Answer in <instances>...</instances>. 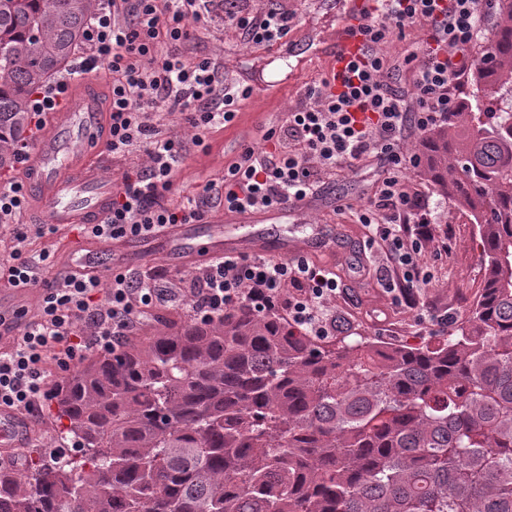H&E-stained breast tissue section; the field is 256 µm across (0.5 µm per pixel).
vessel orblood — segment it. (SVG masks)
Instances as JSON below:
<instances>
[{
  "instance_id": "vessel-or-blood-1",
  "label": "vessel or blood",
  "mask_w": 512,
  "mask_h": 512,
  "mask_svg": "<svg viewBox=\"0 0 512 512\" xmlns=\"http://www.w3.org/2000/svg\"><path fill=\"white\" fill-rule=\"evenodd\" d=\"M99 124L95 100L83 87H73L68 105L48 114L41 138L24 169L27 181L42 189L35 209L45 223L57 230L100 221L109 211L112 183L103 175L106 160L90 148ZM262 218L259 212L235 215V222L250 225V232L226 239L221 245L206 246L207 257L261 252L263 236L254 225ZM23 434L19 417L0 409V460L8 459Z\"/></svg>"
}]
</instances>
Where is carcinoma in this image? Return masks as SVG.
I'll return each instance as SVG.
<instances>
[{"mask_svg":"<svg viewBox=\"0 0 512 512\" xmlns=\"http://www.w3.org/2000/svg\"><path fill=\"white\" fill-rule=\"evenodd\" d=\"M424 174L478 227L455 336L330 346L247 307L99 352L56 390L74 454L0 512H512V0ZM99 0H0V169Z\"/></svg>","mask_w":512,"mask_h":512,"instance_id":"obj_1","label":"carcinoma"}]
</instances>
